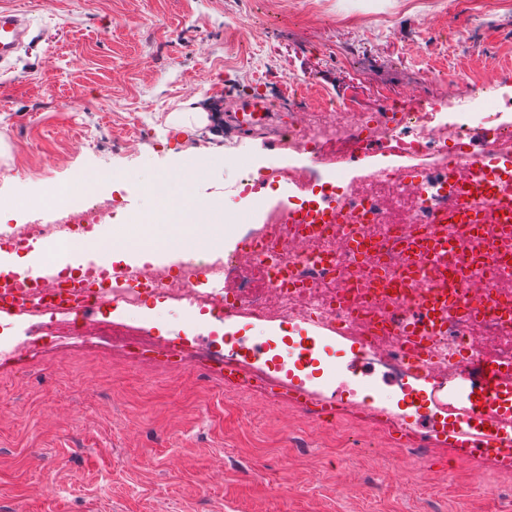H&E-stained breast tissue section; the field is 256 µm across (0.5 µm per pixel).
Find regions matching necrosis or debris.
<instances>
[{"instance_id":"obj_1","label":"necrosis or debris","mask_w":512,"mask_h":512,"mask_svg":"<svg viewBox=\"0 0 512 512\" xmlns=\"http://www.w3.org/2000/svg\"><path fill=\"white\" fill-rule=\"evenodd\" d=\"M473 102L457 98L448 102V120L440 124L435 112L418 106L409 112L396 113L393 120H386L385 108L362 113L358 129L364 135L380 141L388 162L371 175L360 180H345L325 174L323 165L343 160L357 146L355 136L342 135L322 120L323 107L311 108V121L306 129L289 131L286 139L292 152L313 153L317 159L306 172L289 167L285 181L295 186L289 195L287 209L306 214L326 210L328 206L343 201L359 212L362 233L359 249L361 264H354L352 256L340 246L348 234L337 224H310L287 227L283 236L291 242V249L279 245L262 247L251 252L249 263L239 262L231 256L221 263L193 266L174 288L140 273L123 272L118 281L98 287L91 295L101 306L138 307L142 295L152 293L170 300L191 305L215 302L229 304L236 316L254 322L277 321L283 324L303 322L318 329H330L339 322L336 298L351 296L360 309L358 318L359 339L365 352L371 353L386 342L385 323L403 324L413 314L408 297L400 291V281L405 267H412L420 282L449 278V295L469 296L476 304L486 307L483 316L474 318L468 313L449 309L443 323L429 338L430 355L428 371L424 378H417L405 367L400 353H392L390 362L401 375L400 389L407 396L422 395L423 384L432 390L460 392V385L449 382L451 373L457 371L465 357H490L493 364L505 374L498 397L488 404L495 418L512 416V410L502 405L503 396L512 397V313L496 310L494 300L480 296L478 285L482 280L512 281V239L498 242L502 261L486 268L475 267L467 280H460L454 267V252L450 243L456 239H477L478 231L471 224L444 225L443 251L440 265L413 263L416 231L430 228L436 211L447 210L455 198L456 184L447 172L448 162L459 147L466 143L469 126L462 119L469 113ZM478 118L497 136L495 152L488 160L491 169L506 168L512 163V114L483 107ZM432 160L438 173L422 178L419 183L401 180L404 169L420 172V163ZM399 199L409 205L405 219H397L385 203ZM112 207L105 195H97L95 202H82L67 217L46 224H19L14 226L12 237L16 243L27 244L51 239L73 232L82 224L103 223ZM241 279L243 288L233 295L218 289V282ZM275 294L277 309L266 305L267 294ZM495 337L493 351H486L484 340Z\"/></svg>"}]
</instances>
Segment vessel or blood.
Returning <instances> with one entry per match:
<instances>
[{"mask_svg":"<svg viewBox=\"0 0 512 512\" xmlns=\"http://www.w3.org/2000/svg\"><path fill=\"white\" fill-rule=\"evenodd\" d=\"M28 30L29 23L23 13L13 8H0L1 72L12 69L25 47L24 37ZM272 117L271 104L260 95L246 100L232 115L234 123L245 133L267 125ZM495 146V136L489 130H480L469 135L463 150L448 163L449 172L458 176L452 211L460 221L482 227L496 224L503 228L507 225V216H512V177L486 168L487 157ZM43 276L65 282L71 288H88L92 285L93 277L111 280L112 271L104 257L92 249L87 255L78 257L76 262L66 261L59 266L46 268ZM402 288L405 294L412 297L416 306L411 320L402 326L404 349L409 370L420 375L426 370L424 338L435 327L438 317L443 316L447 306L476 315L481 313L482 308L468 300L449 298L443 283L439 281L421 286L410 275L404 278ZM0 290L13 297L11 304L0 308V317L17 315L31 304L30 299L19 291L16 281H1ZM460 378L468 384L479 383L486 396H494L497 392L498 373L494 367L482 361L463 363ZM286 394L291 402L314 410L317 417L328 420L337 414L334 402L313 398L292 387L287 388ZM487 418L486 407H462L456 411L455 426L445 434L443 441L455 448L463 460H486L511 469L512 441L506 439L501 423H488ZM479 420L485 422V429H473V422Z\"/></svg>","mask_w":512,"mask_h":512,"instance_id":"b4317fda","label":"vessel or blood"}]
</instances>
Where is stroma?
I'll return each instance as SVG.
<instances>
[{
  "instance_id": "1",
  "label": "stroma",
  "mask_w": 512,
  "mask_h": 512,
  "mask_svg": "<svg viewBox=\"0 0 512 512\" xmlns=\"http://www.w3.org/2000/svg\"><path fill=\"white\" fill-rule=\"evenodd\" d=\"M28 19L33 43L0 74V197L21 223L39 218L44 188L76 172L119 176L123 207L96 236H133L159 207L150 187L201 150L216 160L191 195L213 204L212 226L129 268L166 281L187 263L223 261L259 232L285 197L229 188L260 166L288 165L279 131L306 127L308 108L346 101L344 131L381 99L413 109L497 80L512 113V0H0ZM261 94L281 115L251 135L225 103ZM197 108L204 127L174 136L170 113ZM145 135L127 139L133 119ZM83 123L92 143L74 131ZM67 314L68 336L22 368L0 366V512H512V472L458 460L434 439L447 415L409 407L358 353L320 355L317 379L288 370L277 322L244 325L221 307L144 295L139 308ZM137 328L150 353L106 343L93 324ZM245 358L277 381L369 406L365 422L319 420L287 398L225 387L211 357ZM404 414L430 473L380 411Z\"/></svg>"
}]
</instances>
